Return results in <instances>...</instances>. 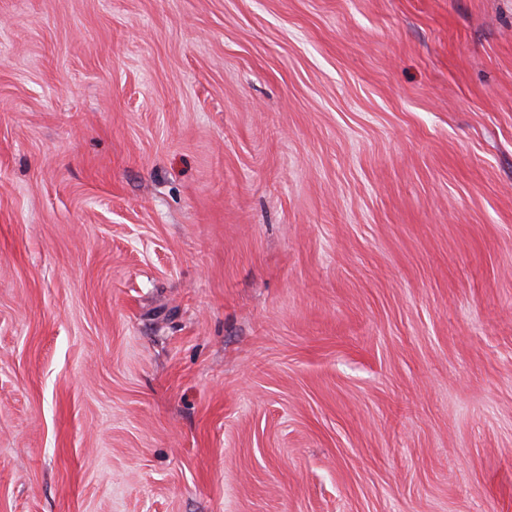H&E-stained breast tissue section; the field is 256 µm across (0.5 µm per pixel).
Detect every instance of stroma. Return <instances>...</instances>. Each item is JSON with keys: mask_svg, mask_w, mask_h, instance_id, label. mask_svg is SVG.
Listing matches in <instances>:
<instances>
[{"mask_svg": "<svg viewBox=\"0 0 512 512\" xmlns=\"http://www.w3.org/2000/svg\"><path fill=\"white\" fill-rule=\"evenodd\" d=\"M0 512H512V0H0Z\"/></svg>", "mask_w": 512, "mask_h": 512, "instance_id": "1", "label": "stroma"}]
</instances>
